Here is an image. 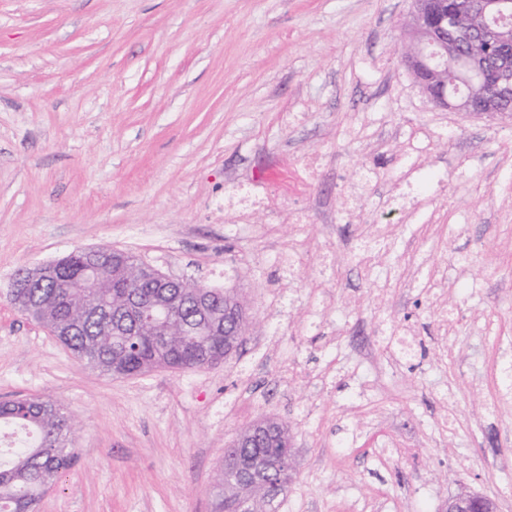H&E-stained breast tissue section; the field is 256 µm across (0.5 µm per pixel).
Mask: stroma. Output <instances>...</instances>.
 <instances>
[{
	"mask_svg": "<svg viewBox=\"0 0 512 512\" xmlns=\"http://www.w3.org/2000/svg\"><path fill=\"white\" fill-rule=\"evenodd\" d=\"M410 8L0 0V400L79 422L35 512H214L225 448L265 416L297 459L278 512H441L463 486L512 512V121L427 103L398 54ZM414 130L445 184L405 208ZM363 167L358 224L342 212ZM242 184L280 193L225 223ZM81 247L235 290L256 327L207 368L102 374L8 296Z\"/></svg>",
	"mask_w": 512,
	"mask_h": 512,
	"instance_id": "1",
	"label": "stroma"
}]
</instances>
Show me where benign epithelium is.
<instances>
[{
  "label": "benign epithelium",
  "instance_id": "benign-epithelium-1",
  "mask_svg": "<svg viewBox=\"0 0 512 512\" xmlns=\"http://www.w3.org/2000/svg\"><path fill=\"white\" fill-rule=\"evenodd\" d=\"M471 14L482 20L481 26L464 30L471 40L482 41L497 50L512 43L506 38L512 31V0H470ZM407 37L400 54L427 101L438 107L454 108L474 115L497 117L501 112L495 99L474 101L458 95L459 84L472 79L483 80L491 72L497 74L500 90L512 93V64L487 52L476 56L463 51L460 42L448 36V30L459 29L454 0H413L406 23ZM30 281L53 280L64 287L53 266L45 263L27 273ZM254 322L249 316H233L224 320V334L232 337L224 346L229 354L243 337L249 335ZM271 419H262L237 434L233 446L253 448L269 430ZM445 512H499L496 500L488 495L461 489L448 498Z\"/></svg>",
  "mask_w": 512,
  "mask_h": 512
}]
</instances>
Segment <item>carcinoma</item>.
Instances as JSON below:
<instances>
[{"mask_svg": "<svg viewBox=\"0 0 512 512\" xmlns=\"http://www.w3.org/2000/svg\"><path fill=\"white\" fill-rule=\"evenodd\" d=\"M92 284L77 253L63 269L67 287L45 284L20 288L17 273L11 301L27 316L57 333L79 360L107 374L137 375L150 368L200 369L224 359V337L213 336L208 323L186 311L163 312L155 306L162 292L142 279L133 258L120 265L106 259ZM209 309L221 317L240 305L235 294L211 289ZM29 435L25 449L0 460V512H34L42 495L74 464L77 421L50 399L19 398L0 402V429ZM228 469L217 474L215 512H276L288 487L273 493L263 484L237 479L245 467L284 459L289 449L279 439L269 448H228Z\"/></svg>", "mask_w": 512, "mask_h": 512, "instance_id": "carcinoma-1", "label": "carcinoma"}]
</instances>
